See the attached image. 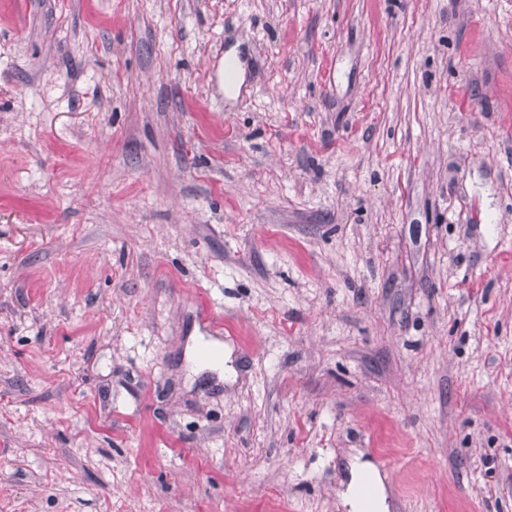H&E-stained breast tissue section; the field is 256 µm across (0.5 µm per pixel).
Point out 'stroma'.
<instances>
[{"label": "stroma", "instance_id": "35a3bbf8", "mask_svg": "<svg viewBox=\"0 0 512 512\" xmlns=\"http://www.w3.org/2000/svg\"><path fill=\"white\" fill-rule=\"evenodd\" d=\"M358 460L512 512V0H0V512Z\"/></svg>", "mask_w": 512, "mask_h": 512}]
</instances>
